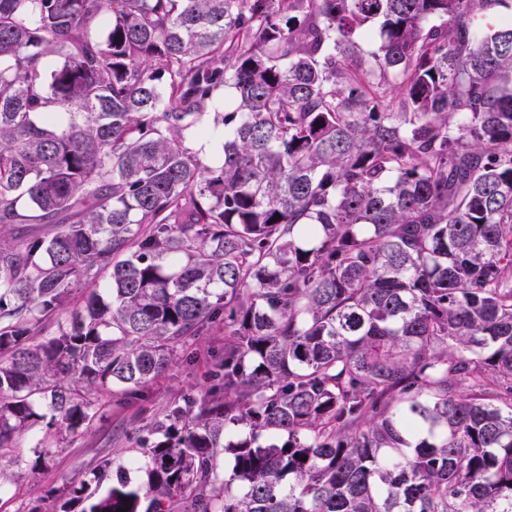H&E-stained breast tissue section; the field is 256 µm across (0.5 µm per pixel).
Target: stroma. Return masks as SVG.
Listing matches in <instances>:
<instances>
[{
  "instance_id": "obj_1",
  "label": "stroma",
  "mask_w": 512,
  "mask_h": 512,
  "mask_svg": "<svg viewBox=\"0 0 512 512\" xmlns=\"http://www.w3.org/2000/svg\"><path fill=\"white\" fill-rule=\"evenodd\" d=\"M224 322L206 325L180 351L175 362L137 395L113 391L100 418L87 430L68 438L49 457H40L39 440L45 430L35 427L0 450V512H61L68 493L88 483L95 496L111 483H94L101 465L120 471L131 486H142L149 459L142 441L152 439V424L173 405H184L207 394L224 372Z\"/></svg>"
}]
</instances>
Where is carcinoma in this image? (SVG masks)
<instances>
[{
    "instance_id": "1",
    "label": "carcinoma",
    "mask_w": 512,
    "mask_h": 512,
    "mask_svg": "<svg viewBox=\"0 0 512 512\" xmlns=\"http://www.w3.org/2000/svg\"><path fill=\"white\" fill-rule=\"evenodd\" d=\"M506 10L0 0V449L51 454L222 316L224 398L86 512H512Z\"/></svg>"
}]
</instances>
